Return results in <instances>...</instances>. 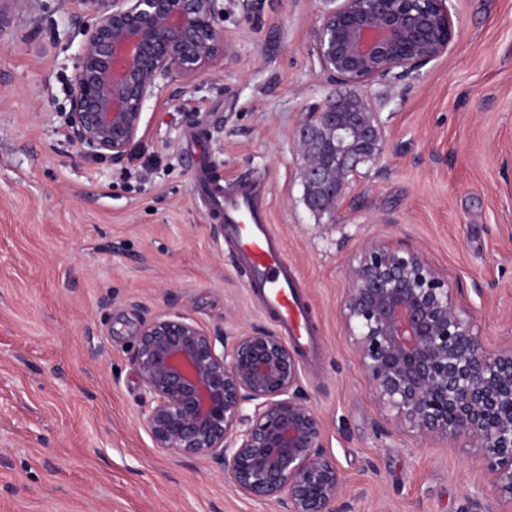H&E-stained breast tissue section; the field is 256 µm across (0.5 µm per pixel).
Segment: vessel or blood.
Returning a JSON list of instances; mask_svg holds the SVG:
<instances>
[{"instance_id": "1", "label": "vessel or blood", "mask_w": 512, "mask_h": 512, "mask_svg": "<svg viewBox=\"0 0 512 512\" xmlns=\"http://www.w3.org/2000/svg\"><path fill=\"white\" fill-rule=\"evenodd\" d=\"M197 182L209 200L208 220L222 226L234 262L249 274L248 286L258 305L272 315L281 335L290 337L301 350H310L315 336L312 313L267 220L264 179L246 177L228 187L221 175L204 164Z\"/></svg>"}]
</instances>
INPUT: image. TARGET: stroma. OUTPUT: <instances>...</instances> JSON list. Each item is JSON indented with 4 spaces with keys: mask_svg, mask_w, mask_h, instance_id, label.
Masks as SVG:
<instances>
[{
    "mask_svg": "<svg viewBox=\"0 0 512 512\" xmlns=\"http://www.w3.org/2000/svg\"><path fill=\"white\" fill-rule=\"evenodd\" d=\"M74 0L0 14V512H280L211 459L156 448L141 422L136 333L163 310L212 333L273 328L187 162V129L221 175L258 176L296 267L318 350L301 395L344 477L347 512H496L466 439L400 433L379 414L340 308L369 242L420 250L492 345L512 343V0H453L447 54L416 78L357 87L383 136L340 206L303 201L295 129L344 84L316 43L329 0H224L234 54L143 108L118 160L84 158L66 121Z\"/></svg>",
    "mask_w": 512,
    "mask_h": 512,
    "instance_id": "35a3bbf8",
    "label": "stroma"
}]
</instances>
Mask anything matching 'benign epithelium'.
Here are the masks:
<instances>
[{
  "label": "benign epithelium",
  "instance_id": "1",
  "mask_svg": "<svg viewBox=\"0 0 512 512\" xmlns=\"http://www.w3.org/2000/svg\"><path fill=\"white\" fill-rule=\"evenodd\" d=\"M96 16L82 36L67 117L91 159L124 157L145 102L233 54L217 19L223 0H77ZM452 0H338L317 38L321 66L352 86L418 76L448 53ZM329 96L297 130L313 210L331 211L381 130L366 100L346 113ZM341 313L371 395L393 427L425 439L465 438L482 452L494 498L512 504V346L487 342L450 280L416 250L366 244L346 270ZM132 363L143 425L175 457L216 461L234 487L284 512H336L343 477L322 450V419L299 395L294 353L252 329L227 343L180 310L138 330ZM253 408L243 414L244 406Z\"/></svg>",
  "mask_w": 512,
  "mask_h": 512
}]
</instances>
